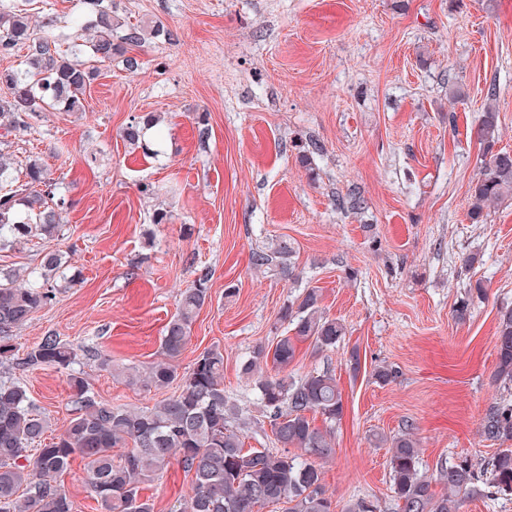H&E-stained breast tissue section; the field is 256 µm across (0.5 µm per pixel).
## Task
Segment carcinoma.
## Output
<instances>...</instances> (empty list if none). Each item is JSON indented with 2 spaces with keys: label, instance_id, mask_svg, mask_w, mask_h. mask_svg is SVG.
I'll return each instance as SVG.
<instances>
[{
  "label": "carcinoma",
  "instance_id": "1",
  "mask_svg": "<svg viewBox=\"0 0 512 512\" xmlns=\"http://www.w3.org/2000/svg\"><path fill=\"white\" fill-rule=\"evenodd\" d=\"M87 7L79 29L64 38L51 23L36 25L27 10L0 0V55L26 49L23 66L0 71V85L8 90L0 97V129L27 130L42 112L79 111L83 94L101 69L144 40L141 26L120 24L112 14V0H89ZM121 27L124 34L115 35ZM156 125L152 115L135 117L121 137L130 147L146 151L147 131ZM477 136L484 160L469 186V214L476 223L492 204L512 198V152L494 150L498 116L492 109L482 113ZM64 205L44 163L30 161L22 183L0 151V246L59 235ZM293 253V242L281 238L252 251L249 264L256 270L275 266L290 278L287 260ZM60 268V255L49 251L37 275L27 279L0 269V366L23 373L56 369L66 375L71 403L64 432L48 440L49 422L34 407L27 387L10 377L0 379V512H76L59 477L77 456L85 461L99 512H154L153 500L142 491L174 460L191 475L192 486L174 512H257L256 507L270 503L287 505L285 512H334L320 462L334 452L331 434L343 413L342 392L328 367L300 377L288 373L299 344L308 341L325 351L346 335L340 320L321 311L317 290L307 288L283 307L281 318L295 324L294 335L281 337L273 347L256 346L243 363V374L255 379L259 403L281 446L278 452L247 450L231 425L240 420V410L224 394V352L203 351L182 375L175 365L208 299L207 269L198 270L165 326L162 360L143 374L116 371L129 384L140 382L149 389H164L178 380V390L151 407H131L97 398L76 368L77 353L55 334L43 336L24 357L16 356L14 332L52 303ZM268 365L271 372H263ZM495 377L512 383L511 306L499 310ZM316 414L324 427L315 425ZM479 432L487 441H512V402L491 403ZM379 442L389 448L396 512H460L476 496H512V448L497 449L484 473L460 457L440 464L436 475L427 477L419 468L420 448L412 426ZM434 483L442 490H432Z\"/></svg>",
  "mask_w": 512,
  "mask_h": 512
}]
</instances>
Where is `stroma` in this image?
Returning <instances> with one entry per match:
<instances>
[{
  "instance_id": "obj_1",
  "label": "stroma",
  "mask_w": 512,
  "mask_h": 512,
  "mask_svg": "<svg viewBox=\"0 0 512 512\" xmlns=\"http://www.w3.org/2000/svg\"><path fill=\"white\" fill-rule=\"evenodd\" d=\"M33 22L69 34L84 0H34ZM147 35L87 90L77 112H47L14 133L17 172L38 157L67 206L58 238L0 250V268L26 271L59 251L71 287L16 332L26 351L56 334L76 350L99 399L150 406L146 390L113 369L160 357L162 329L198 269L212 271L176 362L224 352V391L249 426V448H275L251 380L249 352L285 333L280 311L300 289L344 323L336 348L302 343L294 376L330 367L344 414L335 454L323 465L338 512L366 499L394 512L380 435L414 425L421 470L458 456L490 458L479 423L487 406L512 400L495 382L497 323L512 305V199L474 222L468 190L483 147L486 109L498 114L497 149L512 152V0H112ZM162 36H153L156 26ZM162 116L163 150L132 149L121 130ZM319 140L302 164L300 151ZM158 195L141 193L144 184ZM364 200L348 209L350 194ZM164 212L165 223L154 221ZM286 237L295 281L254 271L253 248ZM474 264H467V257ZM482 295H470L473 287ZM469 299L460 322L454 309ZM358 349L361 370L346 362ZM111 367H103L102 358ZM385 365L395 376L378 383ZM19 379L49 421L70 418L66 377L44 367ZM190 492L179 465L147 490L155 512Z\"/></svg>"
}]
</instances>
